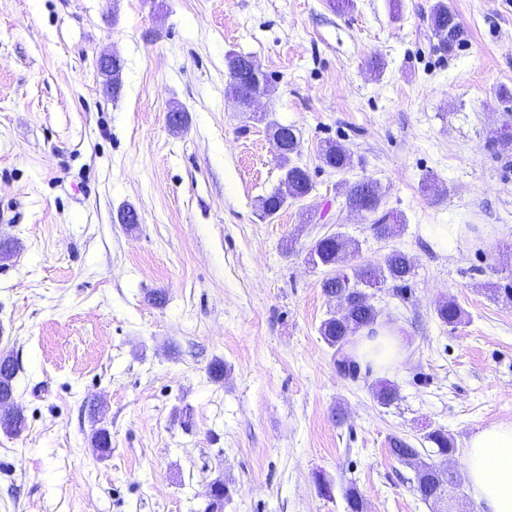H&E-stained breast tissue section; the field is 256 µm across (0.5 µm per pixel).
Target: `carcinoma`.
<instances>
[{
    "mask_svg": "<svg viewBox=\"0 0 512 512\" xmlns=\"http://www.w3.org/2000/svg\"><path fill=\"white\" fill-rule=\"evenodd\" d=\"M430 25L439 50L448 53L460 45L463 28L457 14L445 0H437L432 6ZM240 60L239 54L228 57L229 90L238 93L244 99L252 97L256 92L268 94V82L265 81L258 87L241 76ZM269 129L273 139L280 140L286 145L279 153L281 188L262 202L264 215L271 217L288 200L306 197L312 189V180L306 168L292 163L293 130L279 123L270 124ZM319 158L324 165L337 170L349 165L347 150L334 142L328 141L321 147ZM345 198L351 209L372 217L371 229L380 238L393 235L397 224L401 223L393 213L381 210V191L374 181L362 180L349 186L345 191ZM358 254V243L340 232L316 240L309 249V261L313 265L331 268L334 271V277L322 282L324 294L328 297L334 296L336 303L347 309L346 316L334 314L322 321L319 328L323 340L334 348L336 366L341 371L358 366V362L348 352V347L360 331L373 329L378 321V311L370 303L366 289L390 281L394 283L396 292L400 293L412 277L414 268L413 258L398 249L385 255L382 263L377 266L355 263ZM436 314L444 324L454 325L462 319V309L454 301L439 304ZM424 440L431 445L430 453L442 459L446 460L456 452L454 442L440 429L427 432ZM90 444L100 455L109 454L112 450L109 431L104 427L93 429ZM390 451L401 462L420 455L419 449L405 439L397 437L391 440ZM463 481L464 476L460 471L450 470L431 462L416 470L413 492L421 501L437 504L448 495L449 490L459 488Z\"/></svg>",
    "mask_w": 512,
    "mask_h": 512,
    "instance_id": "obj_1",
    "label": "carcinoma"
}]
</instances>
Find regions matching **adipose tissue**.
<instances>
[{
	"mask_svg": "<svg viewBox=\"0 0 512 512\" xmlns=\"http://www.w3.org/2000/svg\"><path fill=\"white\" fill-rule=\"evenodd\" d=\"M350 351L361 364L384 370L403 360L406 347L396 327L382 325L374 336H357ZM463 462L480 512H512V422L492 423L474 433Z\"/></svg>",
	"mask_w": 512,
	"mask_h": 512,
	"instance_id": "1",
	"label": "adipose tissue"
}]
</instances>
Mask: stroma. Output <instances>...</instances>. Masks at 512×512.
I'll return each mask as SVG.
<instances>
[{
    "instance_id": "stroma-1",
    "label": "stroma",
    "mask_w": 512,
    "mask_h": 512,
    "mask_svg": "<svg viewBox=\"0 0 512 512\" xmlns=\"http://www.w3.org/2000/svg\"><path fill=\"white\" fill-rule=\"evenodd\" d=\"M434 2L0 0V353L26 418L0 432V512H203L218 479L223 512H345L349 487L366 512H435L390 438L442 429L457 469L473 432L512 421V302L490 293L512 276V144H492L512 122V0H448L464 29L449 54ZM231 53L273 88L253 111L225 92ZM272 121L313 189L265 218ZM327 140L346 169L321 163ZM363 179L395 235L345 208ZM451 224L472 230L441 242ZM336 231L360 262L414 260L404 294L371 291L408 342L379 379L341 376L319 334L336 303L306 254ZM448 299L460 324L436 315Z\"/></svg>"
}]
</instances>
